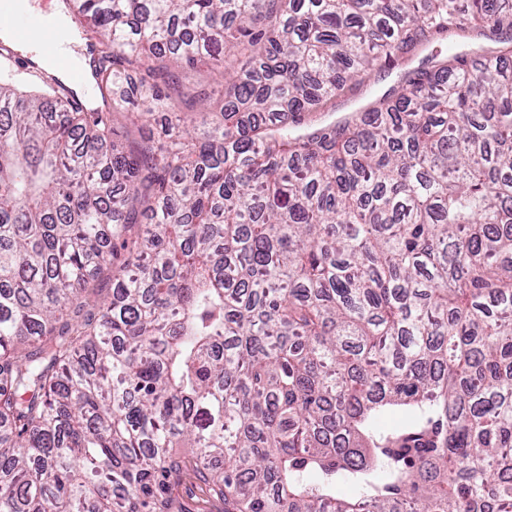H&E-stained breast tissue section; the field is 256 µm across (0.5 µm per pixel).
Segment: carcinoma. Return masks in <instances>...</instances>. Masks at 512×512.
<instances>
[{
	"instance_id": "1",
	"label": "carcinoma",
	"mask_w": 512,
	"mask_h": 512,
	"mask_svg": "<svg viewBox=\"0 0 512 512\" xmlns=\"http://www.w3.org/2000/svg\"><path fill=\"white\" fill-rule=\"evenodd\" d=\"M72 2L103 105L0 79V512H512V0ZM379 70L373 71L370 81L365 82L364 86L360 87V91L348 100H339L338 107L336 108V116H339L342 112H353L360 106L366 103L371 97L375 96L378 91L384 86L388 85L390 79L381 80ZM170 492L182 506L183 512H220L223 507L191 471L184 473L179 481L172 484Z\"/></svg>"
}]
</instances>
